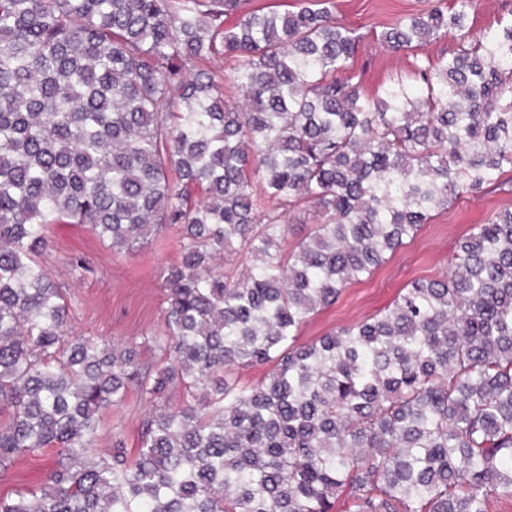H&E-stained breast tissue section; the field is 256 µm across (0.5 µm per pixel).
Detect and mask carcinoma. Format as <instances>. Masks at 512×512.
<instances>
[{"label":"carcinoma","instance_id":"1","mask_svg":"<svg viewBox=\"0 0 512 512\" xmlns=\"http://www.w3.org/2000/svg\"><path fill=\"white\" fill-rule=\"evenodd\" d=\"M472 5L399 18L388 50H454L367 94L334 0H0V473L52 452L41 489L0 512H332L340 491L348 512H489L512 496V208L458 242L448 277L297 343L432 211L512 167V21L478 36ZM213 61L235 62L230 88ZM305 204L320 220L288 250ZM50 224L118 251L179 225L147 338L161 365L73 334L40 260ZM270 362L259 385L228 377ZM132 388L155 404L133 457L101 436ZM300 0H245L242 5V11L243 12H253L257 11L259 13L261 12H267L271 9H277L280 11L283 10H297V7H299L298 2Z\"/></svg>","mask_w":512,"mask_h":512}]
</instances>
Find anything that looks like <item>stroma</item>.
Returning a JSON list of instances; mask_svg holds the SVG:
<instances>
[{"mask_svg": "<svg viewBox=\"0 0 512 512\" xmlns=\"http://www.w3.org/2000/svg\"><path fill=\"white\" fill-rule=\"evenodd\" d=\"M336 17L356 30L362 40L355 69L362 89L376 93L400 77L408 76L412 53L395 54L377 39L402 15L429 9L436 0H334ZM512 206V169H504L496 184L476 195L460 197L451 206L433 211L418 234L405 240L386 263L370 276L348 283L335 304L323 308L303 324L298 341L310 344L327 333L377 314L403 288L419 279L445 278L451 268L456 242L485 223L489 215ZM50 247L44 256L54 280L71 304L77 333L118 345H137L146 363L159 364L158 348L144 345L146 334L158 331L167 306L161 271L180 259V237L169 226L150 237L134 252L112 251L85 224H52L47 229ZM82 256L89 270L76 278L69 260ZM151 410L137 391H129L124 405L103 410L104 434L119 435L129 453H136L141 422ZM50 455L22 458L0 474V495L39 488L50 467Z\"/></svg>", "mask_w": 512, "mask_h": 512, "instance_id": "35a3bbf8", "label": "stroma"}]
</instances>
